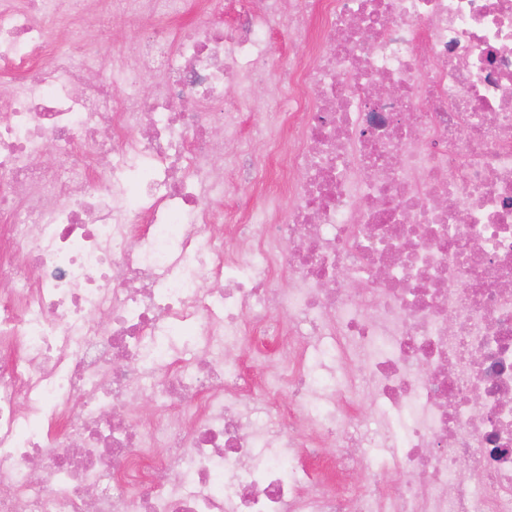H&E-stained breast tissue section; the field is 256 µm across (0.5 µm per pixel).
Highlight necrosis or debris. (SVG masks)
I'll list each match as a JSON object with an SVG mask.
<instances>
[{"instance_id": "4bbe7bcc", "label": "necrosis or debris", "mask_w": 512, "mask_h": 512, "mask_svg": "<svg viewBox=\"0 0 512 512\" xmlns=\"http://www.w3.org/2000/svg\"><path fill=\"white\" fill-rule=\"evenodd\" d=\"M65 2L0 0V512H512V0L182 33L185 0H91L147 24L94 62L49 39ZM276 26L321 47L280 82ZM283 130L282 195L216 211Z\"/></svg>"}]
</instances>
